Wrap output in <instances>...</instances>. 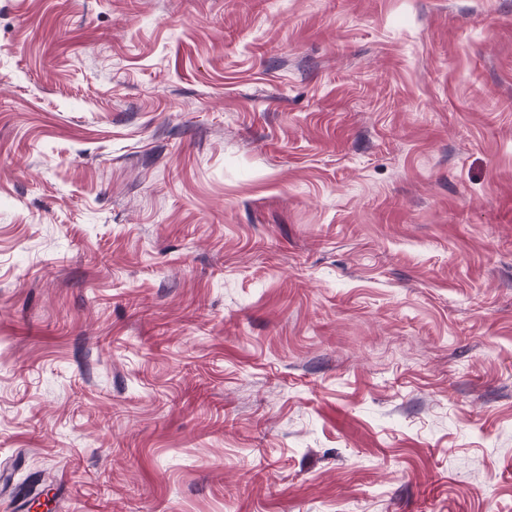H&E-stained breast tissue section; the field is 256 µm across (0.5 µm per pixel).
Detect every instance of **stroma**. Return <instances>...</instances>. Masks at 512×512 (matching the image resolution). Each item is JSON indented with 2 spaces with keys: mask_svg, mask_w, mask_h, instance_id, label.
Masks as SVG:
<instances>
[{
  "mask_svg": "<svg viewBox=\"0 0 512 512\" xmlns=\"http://www.w3.org/2000/svg\"><path fill=\"white\" fill-rule=\"evenodd\" d=\"M0 512H512V0H0Z\"/></svg>",
  "mask_w": 512,
  "mask_h": 512,
  "instance_id": "obj_1",
  "label": "stroma"
}]
</instances>
